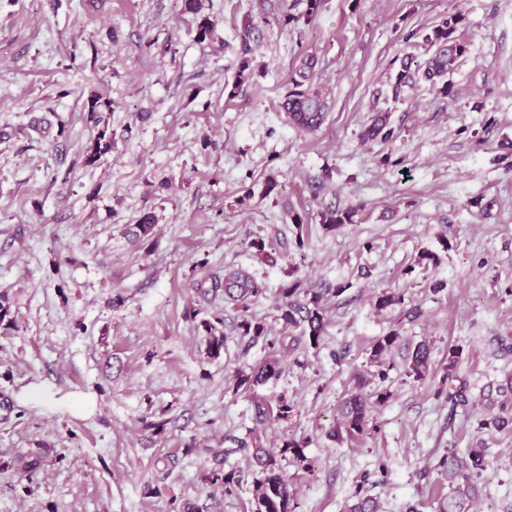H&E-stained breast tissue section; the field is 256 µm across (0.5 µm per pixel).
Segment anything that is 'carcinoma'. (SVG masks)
<instances>
[{
	"mask_svg": "<svg viewBox=\"0 0 512 512\" xmlns=\"http://www.w3.org/2000/svg\"><path fill=\"white\" fill-rule=\"evenodd\" d=\"M201 10L202 0H182L183 13L196 16L197 39L204 42L212 36L213 21L201 14ZM460 21L459 16H450L425 35L424 40L432 49L431 57L418 73L412 71L410 64L402 63L396 75L395 88L404 86L417 74L420 79L432 85L441 84V93L445 95L450 93L451 86L447 77L453 72L458 58L465 51L464 45L455 36ZM314 65V57L308 56L302 59L301 65L292 72L288 91L280 101V111L287 114L288 120L307 130L319 128L325 120L327 110L323 92L311 86ZM109 104L110 101L101 95L92 96L88 120L96 126L99 125L101 109L109 107ZM387 126V116L381 114L366 127L364 137L374 139L380 136L387 139L392 136V131L387 129ZM111 149L112 138L107 136V130L103 128L88 148L86 162H96ZM353 216L354 212L351 210L326 208L320 212V221L326 230L334 231L344 224L352 223ZM250 248L254 250L256 257L270 265L277 264L280 259V255L272 244L262 238L253 239ZM266 291L267 288L262 283L242 269L225 274L222 281L213 279L209 289H199L205 297L210 294L215 296L223 294L224 302L238 307L242 313V319L238 325L241 335L249 337L253 343L262 341L272 349L269 358L261 365L248 373L237 374V385L249 389L276 379L281 374L279 360L274 352L277 340L268 338V330L264 323L248 315L251 303L263 296ZM279 293L282 297L279 319L289 327L301 329L302 335L308 337L311 344H316L325 332L324 294L312 288L303 287V281L300 279H294L282 285ZM221 323L222 320L219 318L201 323L203 331L208 336V354L213 358L219 357L224 350V333L219 328ZM398 339V333L392 331L379 337L371 349L370 362L377 364L379 367L377 376L382 380L387 378L384 359L396 346ZM430 364V349L426 344L420 343L408 354L406 375L416 381L421 380L428 373ZM497 392L503 396L500 402L501 413L490 419L479 421L477 428L480 430L491 428L502 431L512 425V375L505 378V383L498 386ZM448 399L456 407H467L469 402L467 383L461 381L453 386L452 392L448 393ZM369 409L367 396L360 391L351 394L342 404V428L330 433V437L339 440L344 433L349 436L364 433ZM236 444V450L249 453L258 468L259 476L253 480L255 512H292L288 480L282 470L280 459L289 455L293 461L304 464L308 470L311 469L312 464L307 462L303 452V443L294 438L284 441L278 456L263 448L257 436L248 440L240 439ZM487 465L488 449L486 448H468L463 452L455 448L447 449L446 453L439 458L438 467L440 474L448 479L450 494L448 500L441 502L439 512H470V502L480 492V481ZM218 481L224 485V493L231 494L242 483V477L236 471L229 470L222 476L216 474L212 477V482ZM354 498L355 501L350 506L349 512H379L378 501L363 494L362 490H357Z\"/></svg>",
	"mask_w": 512,
	"mask_h": 512,
	"instance_id": "carcinoma-1",
	"label": "carcinoma"
}]
</instances>
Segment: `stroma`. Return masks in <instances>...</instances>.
<instances>
[{
	"instance_id": "stroma-1",
	"label": "stroma",
	"mask_w": 512,
	"mask_h": 512,
	"mask_svg": "<svg viewBox=\"0 0 512 512\" xmlns=\"http://www.w3.org/2000/svg\"><path fill=\"white\" fill-rule=\"evenodd\" d=\"M306 10L205 0L216 28L202 43L181 0H0V512H254L250 458L227 450L251 433L273 451L304 442L312 469L284 468L295 512H346L359 489L381 512H437L449 492L438 459L480 446L490 456L473 510L512 512V431L477 427L512 374V0ZM452 15L465 51L450 95L420 81L393 97L401 63L422 65V35ZM306 54L329 101L314 132L279 110ZM244 61L253 78L239 87ZM95 93L111 102L112 150L89 165ZM380 111L393 137L364 140ZM328 207L355 210L353 223L327 231ZM146 214L154 230L132 239L127 225ZM257 237L277 265L255 257ZM423 250L438 264L416 265ZM238 268L267 288L250 314L278 337L283 368L249 391L236 373L268 348L197 290ZM291 276L324 294L318 345L277 318ZM385 290L404 304L376 309ZM216 315L214 359L200 322ZM393 329L382 380L370 350ZM421 341L432 365L416 381L405 358ZM454 346L465 410L435 394ZM358 387L390 397L366 433L332 440ZM283 396L288 419L257 425L254 403ZM22 456L39 469L19 473ZM228 470L245 477L231 495L209 480Z\"/></svg>"
}]
</instances>
